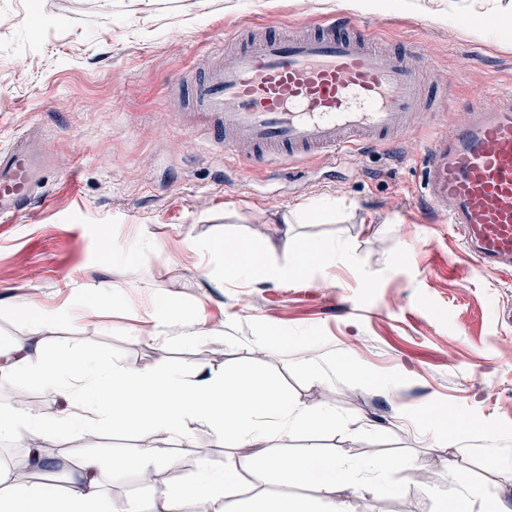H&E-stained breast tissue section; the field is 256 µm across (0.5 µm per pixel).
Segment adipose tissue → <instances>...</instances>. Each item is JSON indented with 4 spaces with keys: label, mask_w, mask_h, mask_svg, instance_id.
I'll use <instances>...</instances> for the list:
<instances>
[{
    "label": "adipose tissue",
    "mask_w": 512,
    "mask_h": 512,
    "mask_svg": "<svg viewBox=\"0 0 512 512\" xmlns=\"http://www.w3.org/2000/svg\"><path fill=\"white\" fill-rule=\"evenodd\" d=\"M223 250L226 274L246 282L271 273L288 279L298 271L301 259H326L332 247L323 240L301 245L293 235L284 234L288 262L280 267L232 238L225 240ZM0 373L14 379L17 394H26L28 384L38 382L52 388L65 404L57 412L22 413L0 407V443L25 437L27 457L36 463L32 478L25 480L0 467V512H184L189 505L194 512H317L312 502L288 496V487L340 485L354 494H374L384 472L402 465L397 457L361 463L311 448L288 455L285 443L291 435L314 419L332 423V416L242 374L217 375L193 384L163 360L141 368L119 360L107 364L90 352L56 358L41 336L1 343ZM141 415L152 439L113 455L107 475L99 474V458L91 453L66 472L65 483L45 478L39 463L46 446L62 433L121 431ZM199 423L212 426L225 447L239 449L240 454L227 456L218 467L201 465L193 479L185 481L171 445L190 446L193 427ZM247 448L259 449L262 470L276 478L280 493L262 499L242 493V479L253 468L251 458L243 454ZM163 471L168 479L161 496L115 502L103 492L105 479L131 476L145 483Z\"/></svg>",
    "instance_id": "1"
}]
</instances>
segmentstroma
<instances>
[{"instance_id": "35a3bbf8", "label": "stroma", "mask_w": 512, "mask_h": 512, "mask_svg": "<svg viewBox=\"0 0 512 512\" xmlns=\"http://www.w3.org/2000/svg\"><path fill=\"white\" fill-rule=\"evenodd\" d=\"M350 15L386 46H415L428 71L452 82L448 108L420 113L389 144L321 152L291 164L225 157L209 132H187L177 77L242 24L314 28ZM512 17V0H0V146L18 134L51 160L41 196L0 222V340L49 337L71 355L94 352L189 379L244 370L335 424L293 435L363 462L394 454L452 481L464 456L469 485L512 491V273L478 267L459 234L425 208L416 158L438 125L464 121L472 100L512 89V35L475 34V19ZM336 200L320 222L300 205ZM298 242L336 252L299 274L246 283L224 272V237L278 248L284 219ZM25 307L60 311L36 322ZM173 320L153 342L155 317ZM287 338L271 346L268 334ZM447 423L430 430L431 413ZM64 433L56 453L149 440ZM229 453L205 424L180 456L183 476ZM389 492L350 497L351 512H436L405 472Z\"/></svg>"}]
</instances>
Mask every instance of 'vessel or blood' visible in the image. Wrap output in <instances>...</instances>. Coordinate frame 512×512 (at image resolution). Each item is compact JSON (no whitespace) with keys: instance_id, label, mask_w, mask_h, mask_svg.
Here are the masks:
<instances>
[{"instance_id":"b4317fda","label":"vessel or blood","mask_w":512,"mask_h":512,"mask_svg":"<svg viewBox=\"0 0 512 512\" xmlns=\"http://www.w3.org/2000/svg\"><path fill=\"white\" fill-rule=\"evenodd\" d=\"M224 43L217 61L178 84L225 154L251 163L389 143L427 109L422 73L354 18L330 16L293 32L242 27ZM45 164L28 136L0 149V218L19 217ZM417 164L425 201L463 234L469 255L511 272L512 92L474 102L466 121L424 143Z\"/></svg>"}]
</instances>
